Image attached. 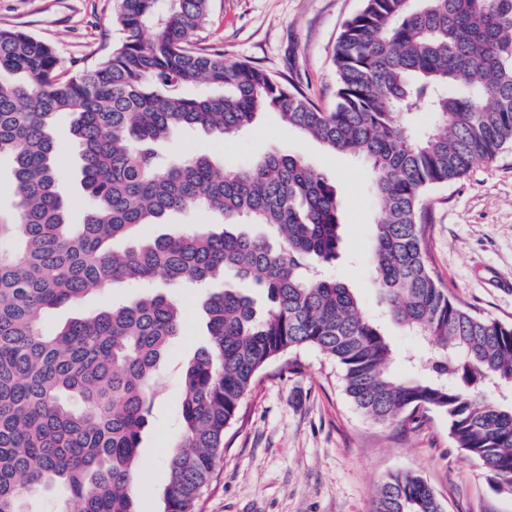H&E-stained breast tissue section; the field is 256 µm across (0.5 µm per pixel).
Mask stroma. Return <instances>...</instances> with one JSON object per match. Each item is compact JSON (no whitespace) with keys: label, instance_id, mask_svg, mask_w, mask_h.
Segmentation results:
<instances>
[{"label":"stroma","instance_id":"35a3bbf8","mask_svg":"<svg viewBox=\"0 0 512 512\" xmlns=\"http://www.w3.org/2000/svg\"><path fill=\"white\" fill-rule=\"evenodd\" d=\"M362 0H212L198 41L293 81L323 108L336 103L331 56L344 23ZM113 0H0V28L21 29L54 47L65 70L96 63L119 33ZM169 153H205L225 169L286 150L336 187L342 250L325 276L352 288L362 311L377 316L380 295L371 254L378 205L364 164L288 129L272 112L244 135L223 139L180 132ZM427 251L449 297L473 313L512 325V146L460 180L427 194ZM183 322L156 386L153 417L142 435L137 512H162L167 461L180 440L182 371L209 341L202 289L176 288ZM272 362L224 436V454L201 512H370L379 482L397 471L424 477L444 512H512V496L495 492L481 464L456 447L448 418L428 411L414 421L378 424L350 400L343 370L320 351Z\"/></svg>","mask_w":512,"mask_h":512}]
</instances>
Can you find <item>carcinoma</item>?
<instances>
[{
    "mask_svg": "<svg viewBox=\"0 0 512 512\" xmlns=\"http://www.w3.org/2000/svg\"><path fill=\"white\" fill-rule=\"evenodd\" d=\"M210 6L114 0L122 38L67 77L51 45L0 29V160L11 164L16 196L0 214V512H25L24 500L47 486L77 512H136L152 382L182 326L159 290L119 305L106 299L53 331L46 315L118 282L198 285L228 272L268 305L235 288L204 296L210 342L184 370L163 512H198L243 401L275 359L288 354L298 370L293 354L303 348L338 363L346 394L377 422L448 416L456 446L496 492L512 495V399L502 394L512 392V325L449 298L430 266L424 204L432 188L512 145V0H364L333 50L330 111L263 69L193 44ZM264 112L366 164L379 203L374 284L387 315L430 342L427 375L395 378L396 354L378 323L351 288L320 275L341 241L326 177L286 151L229 171L207 154L161 153L182 129L236 137ZM419 112L430 126L415 125ZM63 116L80 148V224L60 191ZM196 207L219 214V227L140 235ZM371 512L443 509L408 471L379 484Z\"/></svg>",
    "mask_w": 512,
    "mask_h": 512,
    "instance_id": "obj_1",
    "label": "carcinoma"
}]
</instances>
